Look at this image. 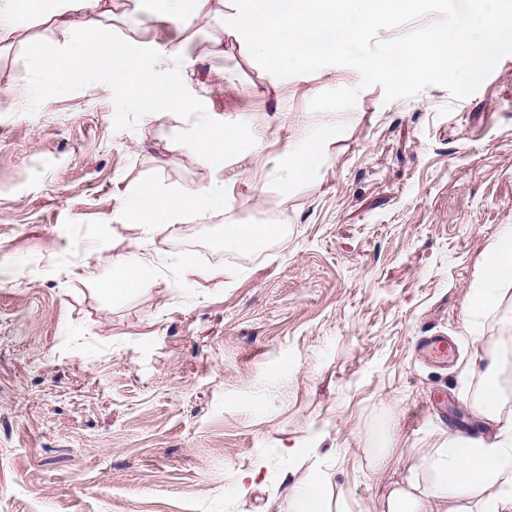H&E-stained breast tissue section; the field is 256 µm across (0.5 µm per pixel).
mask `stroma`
Returning a JSON list of instances; mask_svg holds the SVG:
<instances>
[{"mask_svg": "<svg viewBox=\"0 0 512 512\" xmlns=\"http://www.w3.org/2000/svg\"><path fill=\"white\" fill-rule=\"evenodd\" d=\"M159 0H109L101 37L180 85L160 116L117 105L102 73L56 92L33 56L77 50L50 11L0 37V512H283L322 474L333 512H384L439 434L472 425L484 349L512 332V295L472 318L487 253L512 225V56L473 95L432 86L385 102L329 66L273 81L224 31L231 0L180 29ZM449 115H440L445 105ZM240 119L262 150L225 171L233 213L278 234L241 251L224 216L173 229L154 258L191 254L112 296V257L144 243L122 197L207 186L169 144L195 110ZM327 131L324 162L288 177L298 133ZM241 269L232 282L224 266ZM444 336L446 363L420 348ZM387 450L388 465L374 460Z\"/></svg>", "mask_w": 512, "mask_h": 512, "instance_id": "stroma-1", "label": "stroma"}]
</instances>
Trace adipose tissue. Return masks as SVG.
<instances>
[{"label": "adipose tissue", "mask_w": 512, "mask_h": 512, "mask_svg": "<svg viewBox=\"0 0 512 512\" xmlns=\"http://www.w3.org/2000/svg\"><path fill=\"white\" fill-rule=\"evenodd\" d=\"M60 24L73 29L80 54L36 56L31 61L56 88L64 89L85 79L92 68L102 67L113 82L122 87L127 103L157 116L182 107L183 100L176 82L159 81L156 75L141 68L126 52L104 41L94 25L74 26L67 16ZM262 147L260 141L242 145L238 120L214 121L208 113H199L187 139L173 143L179 154L192 150L198 160L213 167L217 175L205 188H185L168 193L145 182L123 199L128 221L161 234L175 223H184L213 212L229 216L224 224L225 244L250 249L270 237V224H245L232 219V183L222 172L230 163L249 159ZM155 264L143 254L128 250L112 257V294L124 298L152 285ZM512 286V225H505L491 245L483 285L471 296V305L480 310L500 307L507 287ZM500 356L491 353L479 373L481 387L471 407L492 431L466 436L442 433L432 450L423 457L420 475L390 487L386 512H512V410L506 409L505 389L499 369Z\"/></svg>", "instance_id": "obj_1"}]
</instances>
